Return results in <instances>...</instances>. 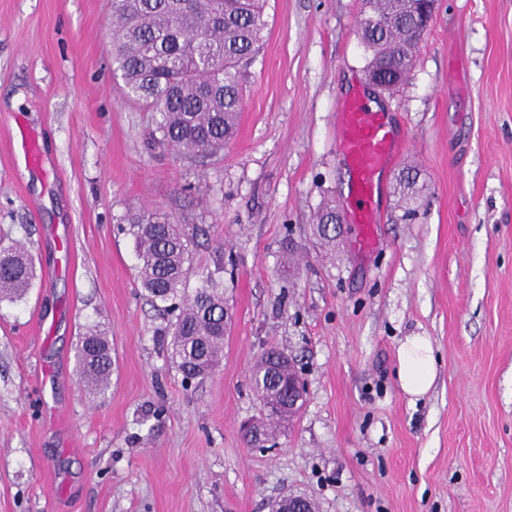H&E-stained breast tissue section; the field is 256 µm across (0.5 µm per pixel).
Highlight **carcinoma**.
<instances>
[{"mask_svg": "<svg viewBox=\"0 0 512 512\" xmlns=\"http://www.w3.org/2000/svg\"><path fill=\"white\" fill-rule=\"evenodd\" d=\"M359 38L376 65L401 83L418 52L422 30L415 20L421 0H363ZM112 63L128 98L159 115L160 142L188 157L224 149L238 128L243 97L239 66L258 52L264 38L263 0H112ZM139 277L151 301L177 312L172 324L178 370L189 379L210 374L224 349V265L200 286L186 288L191 270L189 240L166 212L129 218ZM34 270L19 243L0 247V298H19ZM296 373L288 353L266 350L250 370L262 406L288 400V377ZM112 374V349L102 333L81 337L79 375ZM297 413L283 411L261 423L273 439Z\"/></svg>", "mask_w": 512, "mask_h": 512, "instance_id": "obj_1", "label": "carcinoma"}]
</instances>
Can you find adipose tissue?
Wrapping results in <instances>:
<instances>
[{"label": "adipose tissue", "instance_id": "obj_1", "mask_svg": "<svg viewBox=\"0 0 512 512\" xmlns=\"http://www.w3.org/2000/svg\"><path fill=\"white\" fill-rule=\"evenodd\" d=\"M397 378L410 397L417 399L429 392L436 378V358L428 337L408 336L400 343Z\"/></svg>", "mask_w": 512, "mask_h": 512}]
</instances>
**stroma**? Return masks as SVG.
Wrapping results in <instances>:
<instances>
[{"mask_svg": "<svg viewBox=\"0 0 512 512\" xmlns=\"http://www.w3.org/2000/svg\"><path fill=\"white\" fill-rule=\"evenodd\" d=\"M108 0H0V238L35 277L0 300V512H512V0H441L413 68L376 95L409 158L384 176L378 247L345 225L338 105L371 94L361 0H266L241 66L235 138L205 158L160 144L112 65ZM41 156L24 167L19 130ZM417 173L415 217L399 177ZM173 213L193 239L188 289L230 264L231 325L210 376L171 357L170 314L139 281L130 214ZM107 337L105 390L79 340ZM429 337L437 377L409 401L404 337ZM284 349L305 381L275 446H247L249 369Z\"/></svg>", "mask_w": 512, "mask_h": 512, "instance_id": "stroma-1", "label": "stroma"}]
</instances>
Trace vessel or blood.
<instances>
[{"instance_id":"b4317fda","label":"vessel or blood","mask_w":512,"mask_h":512,"mask_svg":"<svg viewBox=\"0 0 512 512\" xmlns=\"http://www.w3.org/2000/svg\"><path fill=\"white\" fill-rule=\"evenodd\" d=\"M339 150L350 172L348 223L354 224L359 249L377 244L374 226L381 220V178L405 150L383 112L361 97L345 102L338 114Z\"/></svg>"}]
</instances>
